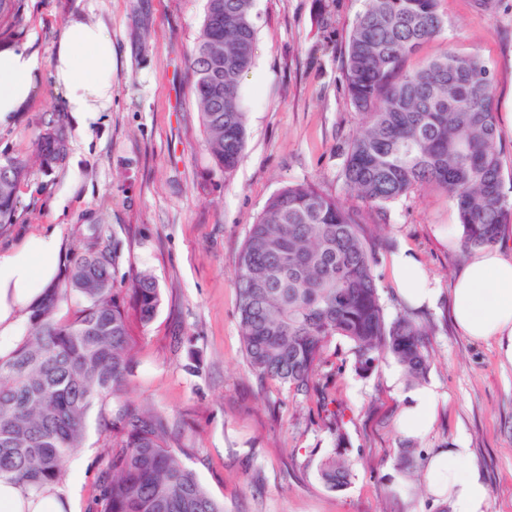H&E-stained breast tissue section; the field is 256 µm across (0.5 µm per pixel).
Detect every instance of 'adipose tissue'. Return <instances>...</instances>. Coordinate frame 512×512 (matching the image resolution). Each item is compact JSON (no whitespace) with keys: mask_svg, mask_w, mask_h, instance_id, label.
Masks as SVG:
<instances>
[{"mask_svg":"<svg viewBox=\"0 0 512 512\" xmlns=\"http://www.w3.org/2000/svg\"><path fill=\"white\" fill-rule=\"evenodd\" d=\"M112 36L108 28L84 14L70 15L58 35L50 60L36 48L0 46V125L23 111L43 77H50L63 108L78 123L90 114L112 108ZM62 248L60 230L33 235L20 251L0 252V354L8 353L30 306L56 273ZM397 296L409 307L424 309L437 303L440 290L409 249L390 258ZM454 325L469 338L496 340L503 360L512 365V258L499 248L476 252L452 288ZM436 392L430 386L410 388L398 417L405 436L424 438L430 431ZM466 448L437 453L425 465L427 493L446 500L452 512H487L489 492L470 463ZM0 512H73V495L60 485L26 492L0 479Z\"/></svg>","mask_w":512,"mask_h":512,"instance_id":"obj_1","label":"adipose tissue"}]
</instances>
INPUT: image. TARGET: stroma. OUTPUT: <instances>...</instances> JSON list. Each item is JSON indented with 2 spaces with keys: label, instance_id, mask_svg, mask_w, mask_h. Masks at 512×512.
I'll use <instances>...</instances> for the list:
<instances>
[{
  "label": "stroma",
  "instance_id": "1",
  "mask_svg": "<svg viewBox=\"0 0 512 512\" xmlns=\"http://www.w3.org/2000/svg\"><path fill=\"white\" fill-rule=\"evenodd\" d=\"M0 15V41L33 42L53 54L67 17L86 13L112 35V109L77 130L51 81L25 111L0 126V159L31 157L39 129L62 125L67 154L52 174L32 167L19 189L13 224L0 250H18L32 235L58 228L67 266L81 234L101 225L118 243L117 278L149 271L162 293L154 319L134 326V374L126 400L166 413L174 448L224 512H439L423 481L405 482L395 464L413 451L417 468L448 448L471 449L489 490L488 512H512V366L496 341H474L451 320L453 282L472 256L460 245L447 194L423 187L383 204L347 193L343 149L361 117L345 92L350 30L365 0H254L253 65L240 82L247 116L243 158L230 173L212 162L191 93L189 56L205 0H19ZM439 35L409 56L415 71L453 51L484 60L494 79L496 146L505 186L512 187V0L495 13L474 0H438ZM312 182L377 231L376 283L388 316L406 310L395 295L391 254L409 247L441 288L435 307L415 311L431 321L430 367L436 417L423 439L403 436L402 392L391 360L358 371L343 340L324 352L316 384L345 409L352 464L349 485L323 486L320 461L335 435L315 395L259 382L243 355L232 271L248 227L282 187ZM99 407L86 419L82 448L65 464L77 512H88L106 463Z\"/></svg>",
  "mask_w": 512,
  "mask_h": 512
}]
</instances>
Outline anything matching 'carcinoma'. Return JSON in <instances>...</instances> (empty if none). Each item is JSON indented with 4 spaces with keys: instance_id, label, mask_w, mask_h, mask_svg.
Listing matches in <instances>:
<instances>
[{
    "instance_id": "cac0c4a2",
    "label": "carcinoma",
    "mask_w": 512,
    "mask_h": 512,
    "mask_svg": "<svg viewBox=\"0 0 512 512\" xmlns=\"http://www.w3.org/2000/svg\"><path fill=\"white\" fill-rule=\"evenodd\" d=\"M253 2L205 0L190 54L207 148L226 173L240 163L246 136L239 82L253 63ZM443 27L437 0H367L344 61L347 95L362 122L347 143L342 176L349 192L378 203L416 187L441 188L456 209L462 247L480 249L512 223L490 69L477 57L448 52L421 70H404L405 60ZM65 154L55 126L39 133L35 158L44 171ZM28 173L27 161L0 159V231L13 223ZM119 261L118 244L107 243L101 227H88L82 252L29 310V334L0 355V479L30 491L63 483V463L82 447L96 403L116 438L97 475L95 512H224L176 455L166 414L134 402L107 410L133 373L130 316L144 327L161 304L147 271L116 287ZM375 266L367 226L341 200L311 182L270 197L233 269L243 351L257 379L297 394L317 392L323 412L337 422L341 411L329 408L326 389L313 383L332 339L350 343L363 372L391 358L408 381L423 377L431 324L406 313L387 317ZM64 304L69 315L62 318ZM350 474L334 452L318 467L331 491L346 487Z\"/></svg>"
}]
</instances>
